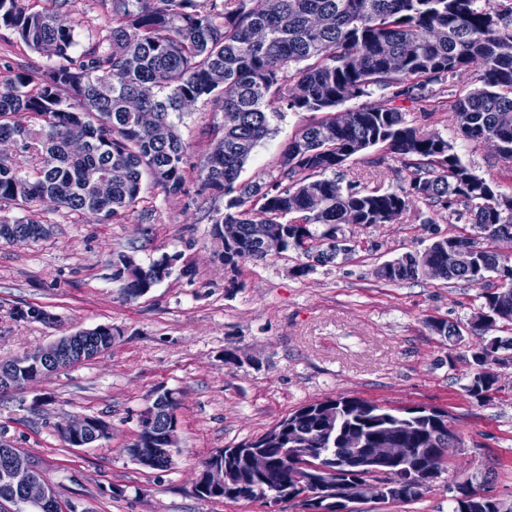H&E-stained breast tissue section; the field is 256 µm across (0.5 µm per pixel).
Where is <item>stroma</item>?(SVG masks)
Here are the masks:
<instances>
[{
  "label": "stroma",
  "instance_id": "1",
  "mask_svg": "<svg viewBox=\"0 0 512 512\" xmlns=\"http://www.w3.org/2000/svg\"><path fill=\"white\" fill-rule=\"evenodd\" d=\"M110 5L73 0L66 22L76 53L107 46ZM57 59L29 49L0 27V80L18 65L44 69ZM408 125L440 133L476 175L512 196V159L487 143L458 138L447 110H422L396 97ZM317 112L281 109L272 132L254 149L241 179L272 185L281 155ZM224 114L199 99L177 123L188 146L180 194L155 187L112 222L94 224L51 202L37 204L49 227L40 241L0 239V362L100 325L112 347L95 359L0 394V442L34 460L53 483L63 512H266L258 502L202 499L195 483L210 455L255 438L297 407L349 396L392 407L446 410L462 440L448 459L450 475H485L481 487L512 512V364L498 367L489 398L466 389L470 347L432 333L430 320L467 326L477 312V285L423 279L393 285L376 275L386 261L427 247L434 238L477 235L452 211L412 206L387 224H348L360 244L336 263L301 275L296 254L246 260L230 270L214 254L208 212L222 197L199 195V169L210 131ZM401 165L384 146L349 159L343 183L390 189ZM152 212V223L141 220ZM133 252L146 264L165 253L180 258L168 278L130 300L112 279L113 255ZM46 317H25L28 307ZM177 391L179 453L167 470L134 462L128 451L140 412L158 388ZM75 415L106 420L112 433L71 448L56 427ZM358 512H448L443 486L408 503H357Z\"/></svg>",
  "mask_w": 512,
  "mask_h": 512
}]
</instances>
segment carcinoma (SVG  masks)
<instances>
[{"instance_id":"obj_1","label":"carcinoma","mask_w":512,"mask_h":512,"mask_svg":"<svg viewBox=\"0 0 512 512\" xmlns=\"http://www.w3.org/2000/svg\"><path fill=\"white\" fill-rule=\"evenodd\" d=\"M71 0H46L41 9L29 0H0V26L14 32L37 53L60 60L41 72L19 68L0 81V140L12 138L37 159L22 167L0 157V207L34 206L43 196L89 220L106 223L135 206L152 185L181 192L187 147L176 119L180 102L205 97L235 121L211 130L212 151L200 168V192L227 197L224 209L208 214L211 237L223 242L224 258L237 268L244 260L268 258L250 235L260 222L284 238L282 254L296 253L321 265L335 262L340 247H360L338 236L343 224H382L415 203L449 209L458 217L489 227V238L512 232V196L503 195L474 174L454 146L440 134L406 124L391 103L365 104L348 111L346 125L327 116L301 129L285 148L277 186L241 184L245 163L271 131L273 104L294 112H330L346 101L369 97L377 89L405 86L427 107L448 105L457 133L466 140L492 141L512 159V0H279L266 12L252 0H112L109 47L71 56L74 30L58 24ZM398 55V72L386 54ZM472 69L470 91L446 93L447 78ZM137 97L157 115L151 130L141 126L126 100ZM84 142L80 152L71 141ZM384 145L406 172L404 183L387 191L341 185L334 174L352 156ZM109 180L103 196L98 181ZM25 233L46 237L30 216L0 214V239ZM450 245L469 250L473 264L461 273L443 269L440 278L483 286L480 309L496 320L497 338L512 350V259L460 235L437 237L432 250ZM128 253L116 254L112 279L136 298L153 286ZM401 284L423 274L410 261L377 272ZM466 389L488 396L497 375L475 353ZM395 425L400 447L431 454L439 473L458 439L437 413L422 406L411 412L356 397L336 396L298 407L275 427L278 445L265 448L267 471L241 473L243 482L221 494L199 491L204 499L240 500L245 488L280 489L288 481L289 454L318 453L341 466L352 447ZM379 479L361 470L345 479L351 494ZM0 499L25 512L19 489L0 466Z\"/></svg>"}]
</instances>
